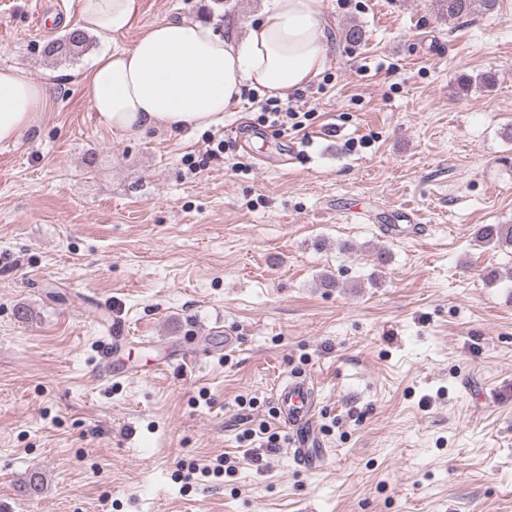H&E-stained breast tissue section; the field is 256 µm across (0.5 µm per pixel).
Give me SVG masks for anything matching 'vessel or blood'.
Here are the masks:
<instances>
[{
  "label": "vessel or blood",
  "mask_w": 512,
  "mask_h": 512,
  "mask_svg": "<svg viewBox=\"0 0 512 512\" xmlns=\"http://www.w3.org/2000/svg\"><path fill=\"white\" fill-rule=\"evenodd\" d=\"M126 341L127 336L120 325H112L109 342L102 352L105 375L120 376V369L113 365L112 353L124 348ZM275 403L278 415L288 432V445L293 459L304 469H321L325 464L327 451L318 447L312 428L315 401L306 379L296 376L280 385L275 395Z\"/></svg>",
  "instance_id": "1"
}]
</instances>
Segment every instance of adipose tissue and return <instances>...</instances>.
<instances>
[{"label": "adipose tissue", "instance_id": "adipose-tissue-1", "mask_svg": "<svg viewBox=\"0 0 512 512\" xmlns=\"http://www.w3.org/2000/svg\"><path fill=\"white\" fill-rule=\"evenodd\" d=\"M141 0H78V23L108 36L132 29ZM324 0H268L244 37H223L202 20L165 21L132 47L103 52L83 76L100 126L121 138L150 130L207 129L253 88L286 98L313 81L326 59ZM49 86L0 69V143L32 129Z\"/></svg>", "mask_w": 512, "mask_h": 512}]
</instances>
